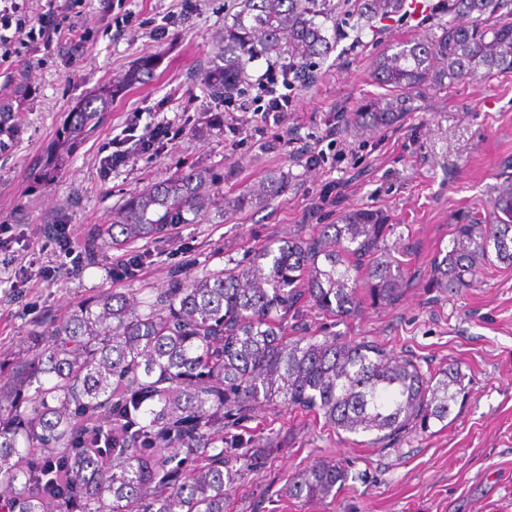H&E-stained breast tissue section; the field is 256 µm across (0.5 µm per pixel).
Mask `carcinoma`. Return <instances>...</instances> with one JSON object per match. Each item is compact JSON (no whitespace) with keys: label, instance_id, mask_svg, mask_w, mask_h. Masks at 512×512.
Returning a JSON list of instances; mask_svg holds the SVG:
<instances>
[{"label":"carcinoma","instance_id":"obj_1","mask_svg":"<svg viewBox=\"0 0 512 512\" xmlns=\"http://www.w3.org/2000/svg\"><path fill=\"white\" fill-rule=\"evenodd\" d=\"M403 0H359L368 19L396 14ZM442 35L404 41L376 63L385 86L413 89L453 84L484 70L512 73V0H446ZM327 0H242L224 26V65L206 73L218 91L238 81L239 58L288 55L305 75L329 41L316 18ZM152 77L144 61L127 76ZM118 89L98 84L68 112L63 142L80 143L112 106ZM394 102L353 113L375 130L399 121ZM10 113L0 111V154L15 139ZM215 178L188 169L129 196L108 234L125 241L161 234L203 216ZM281 181L246 189L240 204L277 196ZM488 222L455 224L448 246L430 266L432 285H472L492 261L512 265V181L487 202ZM393 225L371 210L346 214L317 236L265 245L248 265L213 271L173 286L147 314L102 292L85 301L12 376L0 393V484L4 512H224L225 488L250 472L246 457H224V419L250 402L281 403L314 413L334 430L372 434L378 444L411 428L426 432L448 418L465 393L459 370L425 374L409 358L367 342L288 335V316L308 303L321 314L350 316L364 301L396 302L407 287L399 265L383 255ZM112 422L98 447L100 416ZM346 478L337 463L316 461L288 480L306 502L336 493Z\"/></svg>","mask_w":512,"mask_h":512}]
</instances>
